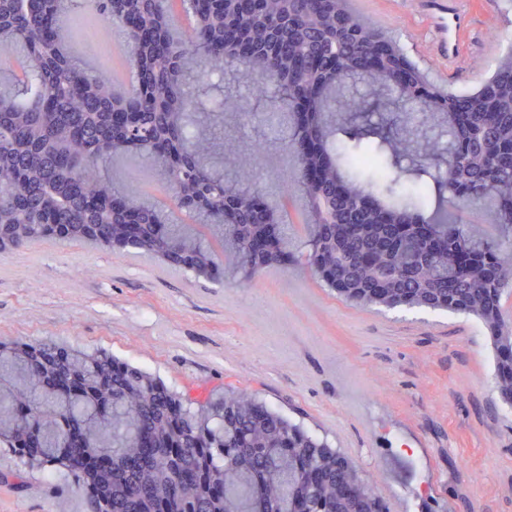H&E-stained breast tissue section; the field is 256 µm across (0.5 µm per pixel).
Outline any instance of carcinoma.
Returning a JSON list of instances; mask_svg holds the SVG:
<instances>
[{
  "mask_svg": "<svg viewBox=\"0 0 512 512\" xmlns=\"http://www.w3.org/2000/svg\"><path fill=\"white\" fill-rule=\"evenodd\" d=\"M194 22L179 38L168 28L166 0H93L114 21L137 15L160 25V40L124 31L140 65L133 86L88 72L70 54L58 20L81 5L60 0H0V59L18 51L37 65L19 83L0 85V225L18 245L61 240L59 224H91L93 243L122 232V208L134 206L144 224L143 254L192 242L181 269L201 275L262 270L248 248L264 223L256 198L265 192L254 172L266 147L293 149L291 178L301 187L305 237L286 227L280 254L306 253L312 266H330L336 286L368 295L372 280H390L375 304L472 316L494 337L506 324L512 296V236L497 242L448 223L455 188H473L465 203L485 205L512 230V50L484 84L442 90L458 123L432 137L433 102L418 85L401 86L386 67L359 78L354 62L383 32L347 0H264L242 16L252 53L224 60V13L184 0ZM346 13L351 30L336 29ZM253 87L246 102L224 99V65ZM365 82L371 100L353 96ZM269 137L224 157V109ZM136 126L112 131V113ZM447 137L441 144L439 138ZM172 181L177 199L197 211L196 227L157 223V202L120 185L110 166L131 154ZM233 223L224 225V188ZM435 224L444 250L430 253L413 228ZM46 370L17 353L0 354V430L18 442L33 438L42 465L61 454L65 427L87 429L76 448L87 469L59 468L89 493L91 512H385L381 498L349 461L245 392L226 391L203 402L183 400L146 370L97 350L41 345ZM494 371L512 405V350L494 352ZM178 431L180 450L161 449L140 472L121 458L141 433L167 443ZM311 459L324 481L311 485L296 462Z\"/></svg>",
  "mask_w": 512,
  "mask_h": 512,
  "instance_id": "carcinoma-1",
  "label": "carcinoma"
}]
</instances>
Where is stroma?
<instances>
[{"instance_id": "stroma-1", "label": "stroma", "mask_w": 512, "mask_h": 512, "mask_svg": "<svg viewBox=\"0 0 512 512\" xmlns=\"http://www.w3.org/2000/svg\"><path fill=\"white\" fill-rule=\"evenodd\" d=\"M437 87L466 89L512 43V0H469V68L449 72L426 0H349ZM87 69L119 27L91 13ZM0 337L102 349L195 400L234 387L339 450L387 512H512V407L493 347L462 315L351 303L286 260L195 278L128 247L41 241L0 253ZM0 512H90L85 491L0 443Z\"/></svg>"}]
</instances>
